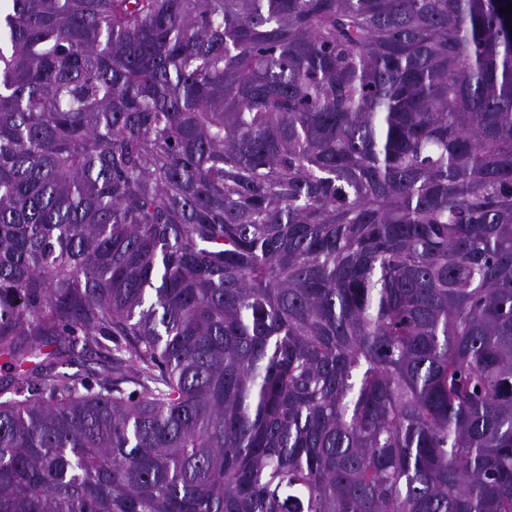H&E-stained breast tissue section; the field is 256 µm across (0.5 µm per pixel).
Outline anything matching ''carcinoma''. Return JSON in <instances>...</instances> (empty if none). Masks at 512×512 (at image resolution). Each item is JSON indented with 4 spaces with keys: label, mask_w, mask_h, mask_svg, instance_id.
<instances>
[{
    "label": "carcinoma",
    "mask_w": 512,
    "mask_h": 512,
    "mask_svg": "<svg viewBox=\"0 0 512 512\" xmlns=\"http://www.w3.org/2000/svg\"><path fill=\"white\" fill-rule=\"evenodd\" d=\"M505 9L11 0L0 512H512Z\"/></svg>",
    "instance_id": "carcinoma-1"
}]
</instances>
